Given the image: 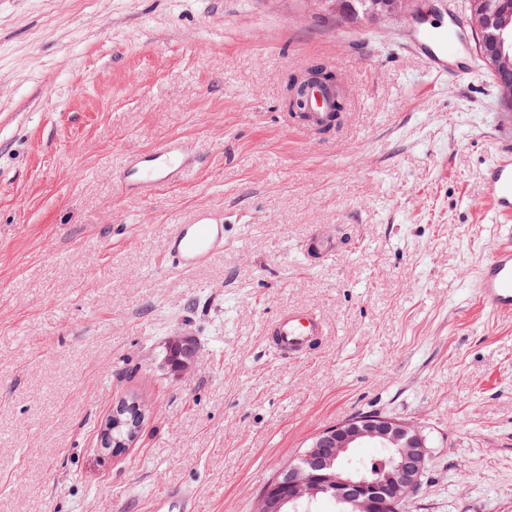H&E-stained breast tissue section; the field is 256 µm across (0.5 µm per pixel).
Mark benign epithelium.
Masks as SVG:
<instances>
[{
    "mask_svg": "<svg viewBox=\"0 0 512 512\" xmlns=\"http://www.w3.org/2000/svg\"><path fill=\"white\" fill-rule=\"evenodd\" d=\"M372 10L385 16H401L412 0H371ZM473 29L481 34L500 27L485 14L481 0H466ZM479 52L500 92L502 111L512 113V59L500 54L490 41ZM168 352L181 359H167L170 370L186 375L194 362L191 339L173 336ZM136 410L131 421L121 420L125 407ZM145 405L122 401L101 424L99 444L109 454L118 453L138 438ZM357 448H384L387 456L373 470L352 464ZM304 464L282 465L268 481L257 501L256 512H313L323 499L336 504V512H401L420 490L431 457L427 436L413 421L379 412H367L330 426L313 436L301 453Z\"/></svg>",
    "mask_w": 512,
    "mask_h": 512,
    "instance_id": "1",
    "label": "benign epithelium"
}]
</instances>
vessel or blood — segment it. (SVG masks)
Wrapping results in <instances>:
<instances>
[{
	"mask_svg": "<svg viewBox=\"0 0 512 512\" xmlns=\"http://www.w3.org/2000/svg\"><path fill=\"white\" fill-rule=\"evenodd\" d=\"M433 76L448 74L451 64L466 52V37L455 23H437L421 31L414 42ZM321 111L306 113L310 129H334L333 101L317 92ZM197 161L183 144L166 141L135 156L123 177L124 189H153L181 181L196 169ZM484 194L491 203L489 220L497 224L503 243L476 269L474 292L482 304L498 316H512V149L495 152L486 169ZM224 249V218L216 211L202 209L190 224L175 225L166 245L169 267L188 270L206 262ZM326 329L306 310L279 314L266 328L270 350L286 359H301L320 344ZM148 512H195V493L188 488L171 489L151 498Z\"/></svg>",
	"mask_w": 512,
	"mask_h": 512,
	"instance_id": "vessel-or-blood-1",
	"label": "vessel or blood"
}]
</instances>
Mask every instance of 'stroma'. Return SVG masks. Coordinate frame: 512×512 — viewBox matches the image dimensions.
Instances as JSON below:
<instances>
[{
	"instance_id": "stroma-1",
	"label": "stroma",
	"mask_w": 512,
	"mask_h": 512,
	"mask_svg": "<svg viewBox=\"0 0 512 512\" xmlns=\"http://www.w3.org/2000/svg\"><path fill=\"white\" fill-rule=\"evenodd\" d=\"M444 2L350 22L321 0H0V512H144L181 485L197 512H255L314 434L368 410L429 436L406 512H512V318L473 294L499 242V94L479 55L437 80L409 49ZM312 64L347 101L324 134L282 120ZM171 138L193 175L120 191ZM202 208L223 252L168 268ZM317 233L341 249L309 263ZM293 308L327 328L303 361L264 339ZM175 335L197 348L184 376ZM132 395L141 434L103 453ZM191 339L186 336H172L169 340L168 353H182L183 359H166V365L173 372L186 375L191 371L194 362V350ZM146 405V403L144 402ZM137 399H133L130 404L126 400L122 401L112 410L111 414L101 424L99 430V444L102 451L108 454L121 452L129 448L138 438L141 431L142 422L145 416V405ZM147 406V405H146ZM125 407H133L136 410V417L132 421H122L121 414ZM126 426L125 436L121 439L113 436V431L120 426Z\"/></svg>"
}]
</instances>
